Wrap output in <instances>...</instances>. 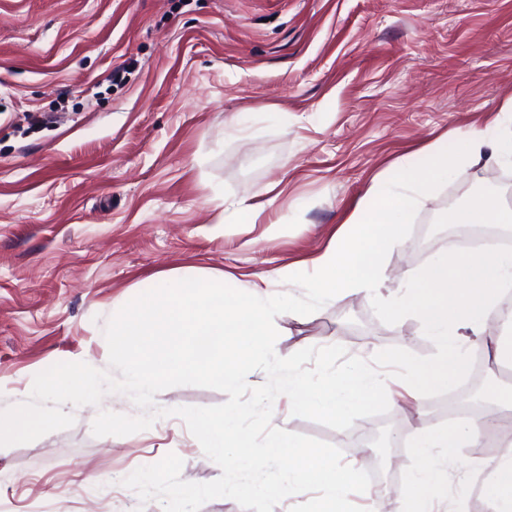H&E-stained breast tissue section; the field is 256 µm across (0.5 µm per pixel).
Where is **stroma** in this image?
<instances>
[{
  "instance_id": "stroma-1",
  "label": "stroma",
  "mask_w": 512,
  "mask_h": 512,
  "mask_svg": "<svg viewBox=\"0 0 512 512\" xmlns=\"http://www.w3.org/2000/svg\"><path fill=\"white\" fill-rule=\"evenodd\" d=\"M512 102V0H0V409L28 400L58 362L109 368L104 330L175 272L309 306L277 348L301 373L341 372L373 348L434 362L412 317L377 298L317 302L313 261L391 165L455 155L469 128ZM382 261L386 289L444 251L450 208L512 207V165H458L425 184ZM255 222L237 223L239 203ZM292 267L291 282L275 271ZM227 394L176 386L155 404L212 406ZM275 427L364 461L354 437L410 406L385 392L344 425L277 397ZM75 422L0 447V512H303L306 499L224 492V465L181 417L96 437L99 412L139 415L122 393L64 404Z\"/></svg>"
}]
</instances>
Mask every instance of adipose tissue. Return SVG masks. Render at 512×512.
<instances>
[{"instance_id": "ef3b65f1", "label": "adipose tissue", "mask_w": 512, "mask_h": 512, "mask_svg": "<svg viewBox=\"0 0 512 512\" xmlns=\"http://www.w3.org/2000/svg\"><path fill=\"white\" fill-rule=\"evenodd\" d=\"M460 157L470 166L512 162V140L491 138L472 129L462 140ZM447 158L435 167L445 168ZM432 167V168H435ZM432 168L402 163L395 176L373 183L361 197L336 243L317 260V273L310 286L319 300L330 302L347 293H380L385 277L381 258L399 246L397 216H409ZM267 276L225 288L223 282L178 275L160 279L155 288L138 297L135 304L113 325L112 356L125 364L126 387L150 397L164 385L185 375L215 379L228 387L251 386L258 355L278 353L275 339L284 329L278 319L288 314L302 319V306L268 297ZM512 285V250L497 247L473 251L450 247L420 273L409 275L395 292L387 295L391 319L417 317L440 350L432 365L386 347L375 357L402 369L399 385L405 395L419 399L428 382L448 385L457 381L466 366L465 349L481 344L494 352L498 366L512 368V316L492 323L505 289ZM280 390L294 409L347 419L371 399L380 383L378 372L359 364L343 373L316 379L293 367L281 369ZM500 413L476 422L462 418L450 429L417 422L410 436L411 447L430 460L413 475L398 498L404 512H440L445 497L448 469L456 467L479 482L490 500L491 512H512V391L494 396ZM238 413L205 417L202 445L224 462V492L261 496L278 495L281 489L299 491L320 487L308 512H348L347 497L359 480L357 459L338 461L314 452H300L294 443L275 441L266 456H258L239 427ZM498 440L502 452L488 461L464 456L485 435ZM277 464L280 484L264 477L268 464Z\"/></svg>"}]
</instances>
